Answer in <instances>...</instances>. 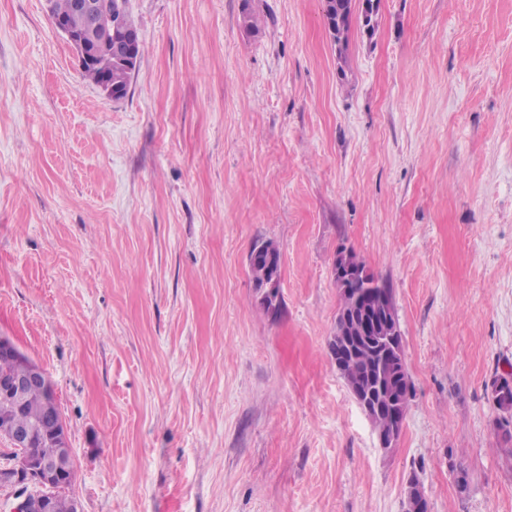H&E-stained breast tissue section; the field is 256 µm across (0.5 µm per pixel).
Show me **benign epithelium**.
Masks as SVG:
<instances>
[{
	"mask_svg": "<svg viewBox=\"0 0 512 512\" xmlns=\"http://www.w3.org/2000/svg\"><path fill=\"white\" fill-rule=\"evenodd\" d=\"M74 10L84 17L83 28L75 30L64 19L55 20L53 26L74 48L80 64L93 63L103 51L118 58L133 57L136 38L120 28L112 12V4L107 0H74ZM355 296L356 305L363 314V333L375 335L389 327L388 313L392 309V299L388 294H381L375 301L360 291L355 292ZM35 386L42 387L50 397H55L45 372L32 361L24 374L0 380V438L7 439L14 448L30 447L36 433L35 426H22L13 420V410L27 391ZM390 414V430L377 432L379 445L385 450L396 446L405 416L398 406L391 407ZM50 426L56 442L53 457H24L18 465L0 469V486L18 488L21 501L14 507V512H25L27 508L48 512L49 500L60 477L70 472L71 448L63 421L53 419Z\"/></svg>",
	"mask_w": 512,
	"mask_h": 512,
	"instance_id": "benign-epithelium-1",
	"label": "benign epithelium"
}]
</instances>
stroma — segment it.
Listing matches in <instances>:
<instances>
[{"label":"stroma","instance_id":"obj_1","mask_svg":"<svg viewBox=\"0 0 512 512\" xmlns=\"http://www.w3.org/2000/svg\"><path fill=\"white\" fill-rule=\"evenodd\" d=\"M128 7L115 101L46 0H0V336L55 390L78 512H403L413 477L512 512V0H380L343 79L321 0ZM342 248L397 309L388 451L329 350ZM258 252H261L265 256L267 263L272 268H277V270H278V272L273 275L271 280L266 282L262 287V288H266L265 293L268 294L270 297H272L274 294H277V296H278L277 300H276V295H274V299H272V300L270 298H267V306H265L262 301L263 306L267 310H268L269 306H273L275 309V312H276L279 310L280 305H281V296L279 297V294H280V272H279V269L281 270L280 253L275 245L269 244V243H262L260 246H258L256 248L255 254ZM391 414V428L388 432L377 430V438L381 448L388 450L394 448L401 435L405 413L399 406H393L389 409Z\"/></svg>","mask_w":512,"mask_h":512}]
</instances>
